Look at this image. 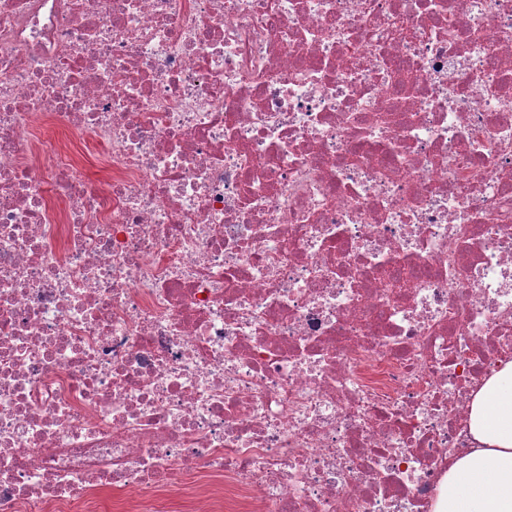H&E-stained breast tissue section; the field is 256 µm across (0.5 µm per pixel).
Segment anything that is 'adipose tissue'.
Returning a JSON list of instances; mask_svg holds the SVG:
<instances>
[{
    "label": "adipose tissue",
    "instance_id": "obj_1",
    "mask_svg": "<svg viewBox=\"0 0 512 512\" xmlns=\"http://www.w3.org/2000/svg\"><path fill=\"white\" fill-rule=\"evenodd\" d=\"M469 428L477 446L449 466L434 512H512V361L475 394Z\"/></svg>",
    "mask_w": 512,
    "mask_h": 512
}]
</instances>
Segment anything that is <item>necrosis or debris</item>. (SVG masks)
<instances>
[{
    "label": "necrosis or debris",
    "instance_id": "obj_1",
    "mask_svg": "<svg viewBox=\"0 0 512 512\" xmlns=\"http://www.w3.org/2000/svg\"><path fill=\"white\" fill-rule=\"evenodd\" d=\"M512 360V0H0V512H432Z\"/></svg>",
    "mask_w": 512,
    "mask_h": 512
}]
</instances>
